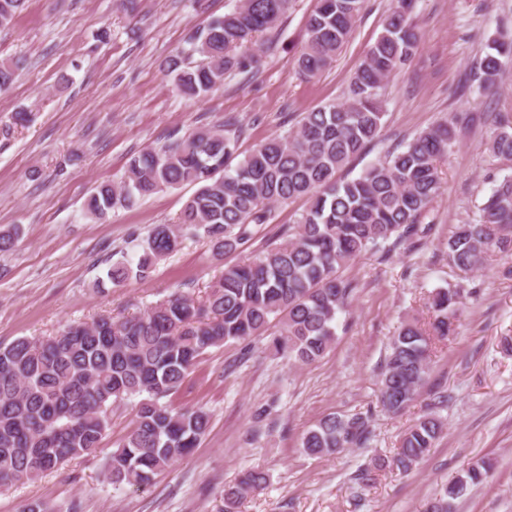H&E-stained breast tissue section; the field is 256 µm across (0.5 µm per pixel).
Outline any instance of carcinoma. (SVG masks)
<instances>
[{"instance_id": "carcinoma-1", "label": "carcinoma", "mask_w": 512, "mask_h": 512, "mask_svg": "<svg viewBox=\"0 0 512 512\" xmlns=\"http://www.w3.org/2000/svg\"><path fill=\"white\" fill-rule=\"evenodd\" d=\"M290 0H238L223 17L192 33L190 48L169 59L167 73L185 96L204 97L236 72L262 64L259 36L272 31ZM24 0H0V27L17 18ZM365 0H316L297 50L298 73L314 78L341 54ZM414 4L394 0L383 30L350 78L347 96L301 114L289 131L274 135L231 165L243 132L234 115L224 124L177 138L131 158L119 185L103 184L87 202L99 218L136 199L189 183L198 189L179 222L156 225L135 258L112 262L116 287L143 280L180 249L188 229H202L213 251L228 255L269 223L276 204L304 198L308 206L288 227V237L251 258L224 265L204 296L174 293L137 315H99L53 336L20 337L0 346V486L24 484L101 448L112 405L136 400L131 429L107 461L114 486L143 487L197 448L209 429L202 408L177 409L176 394L210 348L237 344L246 353L269 331L290 359L310 364L335 340L337 314L348 311L354 281L344 269L388 241L396 246L425 232L424 218L438 196V162L455 144L454 122L420 132L403 150L353 179L336 173L376 139L383 126L381 89L414 55L419 35ZM512 42L493 40L480 62L487 87L496 84L500 57ZM491 153L512 160V116L500 117ZM448 265L466 276L496 253L512 257V178L496 186L476 224H460L446 243ZM462 298V285L439 287L428 304L430 329L403 323L391 337L378 402L391 415L415 400L427 371L432 340H446ZM370 416L330 413L301 439L311 455L360 448L371 437ZM444 422L429 413L401 435L391 466L410 472L433 448ZM490 465L463 467L424 512H454V501L482 483ZM268 474L247 470L224 488V512H236L249 494L262 491Z\"/></svg>"}]
</instances>
